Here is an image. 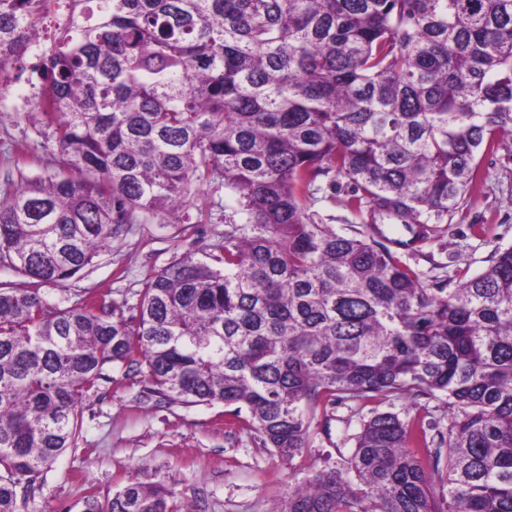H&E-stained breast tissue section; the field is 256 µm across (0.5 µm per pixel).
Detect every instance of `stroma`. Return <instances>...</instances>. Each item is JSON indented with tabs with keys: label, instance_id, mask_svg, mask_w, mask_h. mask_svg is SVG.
I'll return each instance as SVG.
<instances>
[{
	"label": "stroma",
	"instance_id": "obj_1",
	"mask_svg": "<svg viewBox=\"0 0 512 512\" xmlns=\"http://www.w3.org/2000/svg\"><path fill=\"white\" fill-rule=\"evenodd\" d=\"M58 168L52 130L40 113L0 112L1 193ZM481 169L452 220L438 225L420 251L400 255L429 287L456 288L486 269L496 249L512 245V137L483 155ZM351 191L342 179L316 183L307 200L314 222L349 233L358 223L347 204ZM189 214L188 224L174 218L133 225L65 287H48L49 296L70 305L100 295L135 301L150 273L223 235V188L201 185ZM374 408L421 423L431 437L448 429V405L441 397H391ZM371 409L350 401L337 405L329 425L313 437L306 465L321 468L337 449L352 447L351 436ZM230 419L221 403L158 408L128 382L104 384L85 403L78 447L47 471L29 512H82L85 496L102 497L131 481L163 484L197 512H270L286 492L293 467L262 447L253 430L230 426Z\"/></svg>",
	"mask_w": 512,
	"mask_h": 512
}]
</instances>
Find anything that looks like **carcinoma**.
<instances>
[{
	"label": "carcinoma",
	"instance_id": "obj_1",
	"mask_svg": "<svg viewBox=\"0 0 512 512\" xmlns=\"http://www.w3.org/2000/svg\"><path fill=\"white\" fill-rule=\"evenodd\" d=\"M37 64L60 171L0 196V512H29L113 374L157 404L222 403L293 461L336 405L448 398V434L375 412L273 512H512V246L449 292L388 244L426 240L512 136V0H62ZM0 0V74L37 35ZM353 186L354 234L316 224ZM224 185V236L137 302L41 292L129 224ZM83 512H191L162 484ZM352 185L347 180H336V184L324 179L313 187L307 199L308 213L316 224H335L336 231L352 234L350 226L359 224L353 210L347 204Z\"/></svg>",
	"mask_w": 512,
	"mask_h": 512
}]
</instances>
